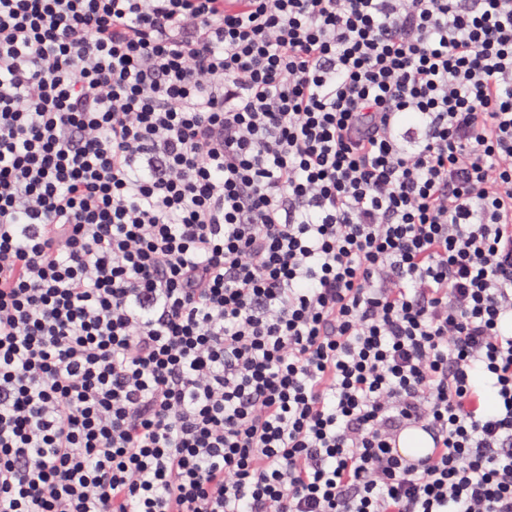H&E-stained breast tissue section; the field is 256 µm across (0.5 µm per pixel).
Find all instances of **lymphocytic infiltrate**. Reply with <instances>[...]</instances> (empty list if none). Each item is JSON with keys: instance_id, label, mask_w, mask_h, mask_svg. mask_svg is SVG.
<instances>
[{"instance_id": "lymphocytic-infiltrate-1", "label": "lymphocytic infiltrate", "mask_w": 512, "mask_h": 512, "mask_svg": "<svg viewBox=\"0 0 512 512\" xmlns=\"http://www.w3.org/2000/svg\"><path fill=\"white\" fill-rule=\"evenodd\" d=\"M0 512H512V0H0Z\"/></svg>"}]
</instances>
